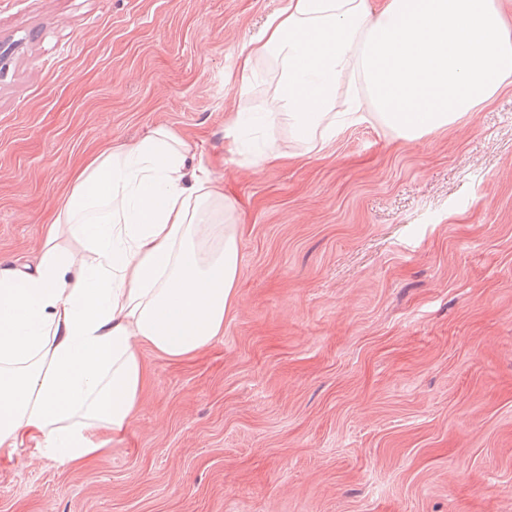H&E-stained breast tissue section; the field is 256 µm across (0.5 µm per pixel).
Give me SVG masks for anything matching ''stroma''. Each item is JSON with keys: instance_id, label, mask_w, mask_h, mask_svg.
Here are the masks:
<instances>
[{"instance_id": "35a3bbf8", "label": "stroma", "mask_w": 512, "mask_h": 512, "mask_svg": "<svg viewBox=\"0 0 512 512\" xmlns=\"http://www.w3.org/2000/svg\"><path fill=\"white\" fill-rule=\"evenodd\" d=\"M283 0H0V267L73 178L164 126L234 206L239 287L194 356L141 355L127 433L0 457V512H512V84L420 139L375 115L297 155L236 58ZM287 150L272 163L269 144Z\"/></svg>"}]
</instances>
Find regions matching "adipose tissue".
<instances>
[{
	"label": "adipose tissue",
	"mask_w": 512,
	"mask_h": 512,
	"mask_svg": "<svg viewBox=\"0 0 512 512\" xmlns=\"http://www.w3.org/2000/svg\"><path fill=\"white\" fill-rule=\"evenodd\" d=\"M281 72L269 120L307 148L336 132V92L415 140L476 112L512 77L497 0H285L239 55ZM165 127L109 147L76 177L34 271L0 267V456L61 464L104 452L136 416L140 347L180 360L224 333L238 282L234 208ZM70 239L87 254L76 261Z\"/></svg>",
	"instance_id": "obj_1"
}]
</instances>
